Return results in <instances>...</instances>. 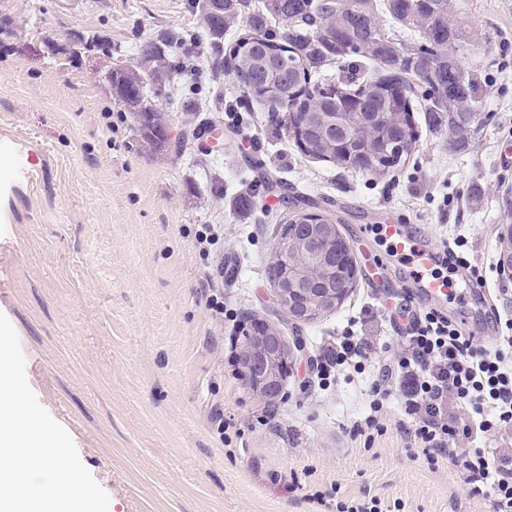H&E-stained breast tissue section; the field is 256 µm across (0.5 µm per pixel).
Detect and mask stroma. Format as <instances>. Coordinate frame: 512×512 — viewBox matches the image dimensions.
<instances>
[{
  "label": "stroma",
  "instance_id": "1",
  "mask_svg": "<svg viewBox=\"0 0 512 512\" xmlns=\"http://www.w3.org/2000/svg\"><path fill=\"white\" fill-rule=\"evenodd\" d=\"M450 2L462 7L459 59L480 82L482 117L455 148L415 112L405 167L373 181L303 154L276 113L245 97L197 39L190 0H0V313L109 512H336L363 496L383 512H493L458 468L414 447L399 397L384 404L382 433L355 439L368 384L342 375L322 387L313 372L320 346L347 333L385 362L401 350L388 317L398 265L373 231L390 220L438 247L461 243L482 269L484 305L512 320L498 266L512 224V0ZM87 30L130 61L141 39L191 40L163 102L167 151L139 148L102 58L65 51ZM313 202L349 243L356 282L341 305L296 324L268 267L284 217ZM248 318L297 348L271 405L240 375Z\"/></svg>",
  "mask_w": 512,
  "mask_h": 512
}]
</instances>
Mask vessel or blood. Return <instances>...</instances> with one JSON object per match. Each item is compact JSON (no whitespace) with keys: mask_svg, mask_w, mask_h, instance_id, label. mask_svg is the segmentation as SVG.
Here are the masks:
<instances>
[{"mask_svg":"<svg viewBox=\"0 0 512 512\" xmlns=\"http://www.w3.org/2000/svg\"><path fill=\"white\" fill-rule=\"evenodd\" d=\"M379 232L384 241L407 262L414 288L413 298L417 304L425 305L447 295V279L431 272L437 264V253L428 240L411 232L406 225L393 221L380 225Z\"/></svg>","mask_w":512,"mask_h":512,"instance_id":"b4317fda","label":"vessel or blood"}]
</instances>
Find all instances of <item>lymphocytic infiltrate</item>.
<instances>
[{
  "label": "lymphocytic infiltrate",
  "instance_id": "lymphocytic-infiltrate-1",
  "mask_svg": "<svg viewBox=\"0 0 512 512\" xmlns=\"http://www.w3.org/2000/svg\"><path fill=\"white\" fill-rule=\"evenodd\" d=\"M397 310L406 321L405 351L394 364L372 370L370 413L357 424V434L381 430L378 413L400 394L404 413L414 422L413 439L426 458H448L474 492L491 497L494 512H512V456L478 443L488 433L512 428V336L501 337L489 351L438 310L402 304ZM371 350L369 342L339 337L320 354L317 375L364 373ZM452 404L460 413L456 424L448 421Z\"/></svg>",
  "mask_w": 512,
  "mask_h": 512
}]
</instances>
